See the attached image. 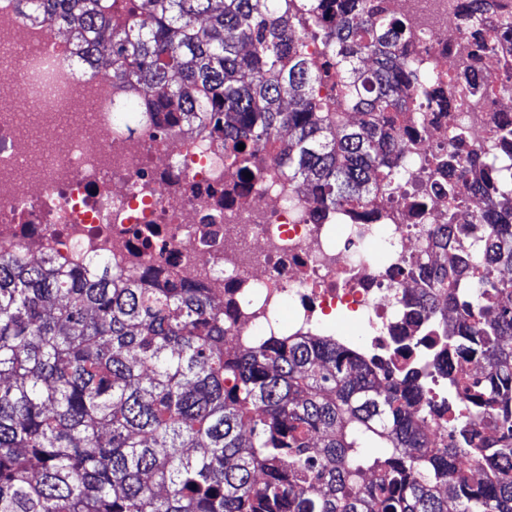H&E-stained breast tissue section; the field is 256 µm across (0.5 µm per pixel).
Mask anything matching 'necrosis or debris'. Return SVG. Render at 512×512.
<instances>
[{
  "instance_id": "necrosis-or-debris-1",
  "label": "necrosis or debris",
  "mask_w": 512,
  "mask_h": 512,
  "mask_svg": "<svg viewBox=\"0 0 512 512\" xmlns=\"http://www.w3.org/2000/svg\"><path fill=\"white\" fill-rule=\"evenodd\" d=\"M470 3L382 0L404 20L421 64L453 76L447 111H413L407 151H455L458 126L468 154L482 156L512 120V25L503 23L512 0L486 5L474 34L453 26L458 6ZM478 34L494 46L479 58ZM69 52L68 40L32 24L15 0H0V247L65 272L103 258L127 275L229 292L236 345L330 335L373 369L418 374L434 401L454 398L447 369L464 362L447 354L446 336L421 307L428 282L418 262L448 219L485 236L477 213L493 189L480 169L453 199L434 167L410 170L379 197L372 221L340 220L273 156H264L260 179L242 185L208 130L168 123L142 89L78 74ZM339 319L355 333L338 332Z\"/></svg>"
}]
</instances>
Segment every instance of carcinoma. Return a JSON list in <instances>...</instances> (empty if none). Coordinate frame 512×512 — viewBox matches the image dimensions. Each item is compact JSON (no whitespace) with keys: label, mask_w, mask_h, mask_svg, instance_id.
<instances>
[{"label":"carcinoma","mask_w":512,"mask_h":512,"mask_svg":"<svg viewBox=\"0 0 512 512\" xmlns=\"http://www.w3.org/2000/svg\"><path fill=\"white\" fill-rule=\"evenodd\" d=\"M66 29L78 65L103 59L159 112L209 126L240 172L271 148L325 209L398 188L406 90L449 106L401 18L372 0H21ZM320 40L325 61L307 53ZM336 77V107L315 90ZM224 117H219V113ZM245 149H238V145ZM464 164H448L453 199ZM448 349L468 404L434 447L443 408L413 376L373 371L337 341L229 346L228 306L159 275L61 274L0 248V512H512V163L490 161ZM466 224L434 229L435 291ZM490 420L496 436L477 425Z\"/></svg>","instance_id":"cac0c4a2"}]
</instances>
